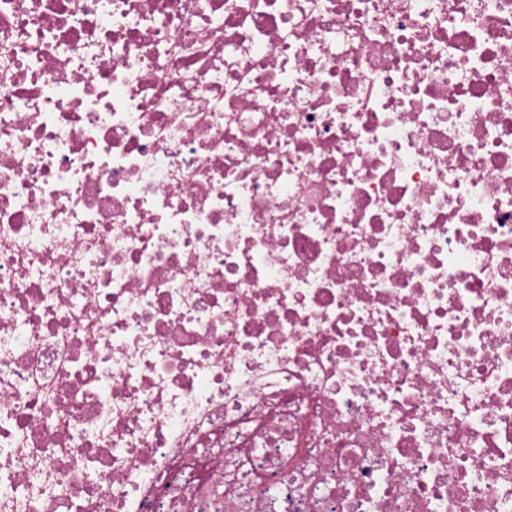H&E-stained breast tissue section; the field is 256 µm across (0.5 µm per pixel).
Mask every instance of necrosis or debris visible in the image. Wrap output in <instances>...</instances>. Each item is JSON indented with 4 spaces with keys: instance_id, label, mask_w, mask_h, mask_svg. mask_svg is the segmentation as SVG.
<instances>
[{
    "instance_id": "necrosis-or-debris-1",
    "label": "necrosis or debris",
    "mask_w": 512,
    "mask_h": 512,
    "mask_svg": "<svg viewBox=\"0 0 512 512\" xmlns=\"http://www.w3.org/2000/svg\"><path fill=\"white\" fill-rule=\"evenodd\" d=\"M0 512H512V0H0Z\"/></svg>"
}]
</instances>
